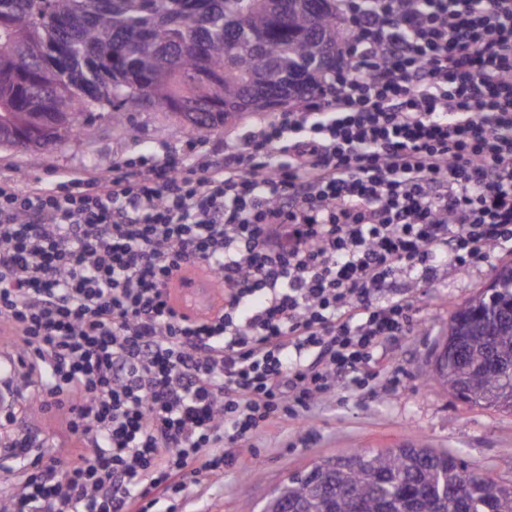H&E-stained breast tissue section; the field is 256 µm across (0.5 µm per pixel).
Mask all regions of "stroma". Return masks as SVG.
I'll return each instance as SVG.
<instances>
[{
	"label": "stroma",
	"instance_id": "1",
	"mask_svg": "<svg viewBox=\"0 0 512 512\" xmlns=\"http://www.w3.org/2000/svg\"><path fill=\"white\" fill-rule=\"evenodd\" d=\"M92 123L90 137L70 136L50 150L0 143V180L23 185L38 179L51 186L70 172L108 175L123 160L181 149L188 139L181 122L161 111L131 113L119 128L98 116ZM510 262L512 246H501L467 271L443 268L429 287L409 289L416 325L387 346L380 378L360 392L342 383L316 398L298 418L256 435L241 450L243 465L201 480L184 501L161 505V512H262L295 470L356 450L403 444L421 443L512 479V413L463 403L426 378L448 336L450 314Z\"/></svg>",
	"mask_w": 512,
	"mask_h": 512
}]
</instances>
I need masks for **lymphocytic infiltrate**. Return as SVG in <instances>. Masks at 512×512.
<instances>
[{"mask_svg":"<svg viewBox=\"0 0 512 512\" xmlns=\"http://www.w3.org/2000/svg\"><path fill=\"white\" fill-rule=\"evenodd\" d=\"M350 65L205 162L0 184V512H151L339 381L361 388L431 285L512 241V0H337ZM202 266L222 306L169 287ZM58 409L63 453L27 421Z\"/></svg>","mask_w":512,"mask_h":512,"instance_id":"obj_1","label":"lymphocytic infiltrate"}]
</instances>
